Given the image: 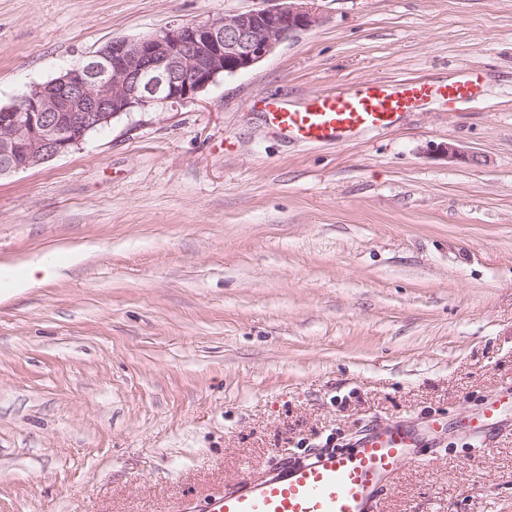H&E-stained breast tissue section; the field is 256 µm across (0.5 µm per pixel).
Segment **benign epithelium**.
Segmentation results:
<instances>
[{"mask_svg":"<svg viewBox=\"0 0 512 512\" xmlns=\"http://www.w3.org/2000/svg\"><path fill=\"white\" fill-rule=\"evenodd\" d=\"M317 0L174 24L116 39L57 77L0 107V177L43 165L80 146L88 133L130 112L196 99L222 74L250 69L282 43L324 22ZM450 163L481 157L454 143L436 147Z\"/></svg>","mask_w":512,"mask_h":512,"instance_id":"obj_1","label":"benign epithelium"}]
</instances>
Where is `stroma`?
Listing matches in <instances>:
<instances>
[{
  "label": "stroma",
  "mask_w": 512,
  "mask_h": 512,
  "mask_svg": "<svg viewBox=\"0 0 512 512\" xmlns=\"http://www.w3.org/2000/svg\"><path fill=\"white\" fill-rule=\"evenodd\" d=\"M267 0H0V106L108 42ZM319 27L196 100L0 178V512H206L300 454L443 417L383 512H512V0H319ZM481 90L344 144L259 100L381 78ZM454 142L481 164H448ZM57 267H59L58 262L41 258L31 261L24 271L11 266H0V296L21 292L38 281L37 274H41L42 281L52 278ZM504 404L503 398H490L479 412L467 418L464 426L478 437L487 436L492 431L500 429L507 420L502 412Z\"/></svg>",
  "instance_id": "1"
}]
</instances>
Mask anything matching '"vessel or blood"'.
<instances>
[{
	"label": "vessel or blood",
	"instance_id": "vessel-or-blood-1",
	"mask_svg": "<svg viewBox=\"0 0 512 512\" xmlns=\"http://www.w3.org/2000/svg\"><path fill=\"white\" fill-rule=\"evenodd\" d=\"M478 71L434 85L419 79H370L330 92L315 91L293 102L275 96L261 99L266 124L281 137L305 144L343 143L366 130L393 127L399 118L427 100L456 104L474 98ZM504 401L490 398L468 417L465 426L483 437L505 423ZM448 424L436 418L422 427L394 421L369 429L353 448L327 450L291 459L259 481H247L233 492L215 496L210 512H379L378 494L400 468L419 460L418 448L428 437L446 434Z\"/></svg>",
	"mask_w": 512,
	"mask_h": 512
}]
</instances>
